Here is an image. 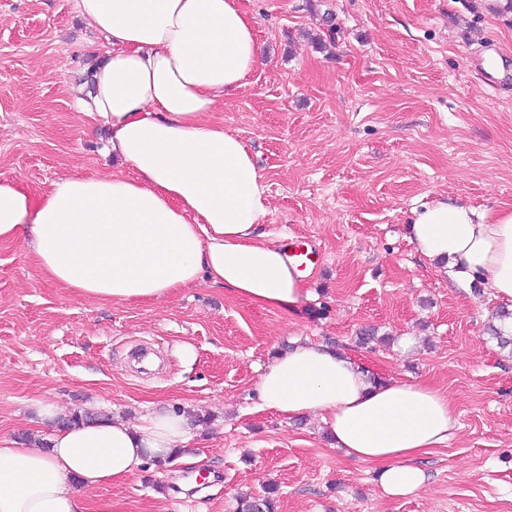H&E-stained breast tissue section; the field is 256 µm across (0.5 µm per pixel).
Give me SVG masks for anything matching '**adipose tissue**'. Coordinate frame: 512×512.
Masks as SVG:
<instances>
[{
    "mask_svg": "<svg viewBox=\"0 0 512 512\" xmlns=\"http://www.w3.org/2000/svg\"><path fill=\"white\" fill-rule=\"evenodd\" d=\"M107 50L79 100L103 122L121 173L66 176L34 194L0 181V243L19 244L46 279L116 304L161 300L207 277L227 294L295 311L301 288L282 253L261 241L262 176L245 143L208 120L261 54L237 0H76ZM417 251L463 287L512 304V207L437 200L409 226ZM263 408L313 416L334 447L377 466L391 498L424 486L418 458L457 428L452 401L421 382L371 381L322 343L279 351L257 383ZM185 414L161 410L56 428L48 449L0 445V512H112L85 494L135 475L149 459L192 465Z\"/></svg>",
    "mask_w": 512,
    "mask_h": 512,
    "instance_id": "obj_1",
    "label": "adipose tissue"
}]
</instances>
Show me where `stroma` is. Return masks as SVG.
Here are the masks:
<instances>
[{
	"instance_id": "35a3bbf8",
	"label": "stroma",
	"mask_w": 512,
	"mask_h": 512,
	"mask_svg": "<svg viewBox=\"0 0 512 512\" xmlns=\"http://www.w3.org/2000/svg\"><path fill=\"white\" fill-rule=\"evenodd\" d=\"M75 2L0 0V180L34 192L120 168L101 122L76 108L105 40ZM239 4L266 64L211 117L263 177L265 241L300 233L321 252L300 280L309 300L291 316L201 280L155 302H93L1 243L0 440L49 439L43 400L67 418L201 416L195 466L148 460L88 491L112 512H238L271 485L276 512H512V354L487 331L500 304L457 286L408 233L413 209L440 197L512 207V85L490 87L477 64L491 45L512 65V0ZM365 326L390 343L359 346ZM305 339L453 400L458 429L423 455L416 495L387 497L375 466L330 447L315 417L261 408L263 367ZM146 344L159 353L149 375L129 364Z\"/></svg>"
}]
</instances>
